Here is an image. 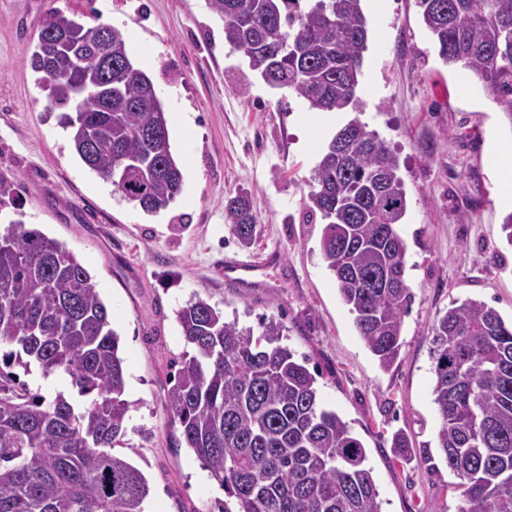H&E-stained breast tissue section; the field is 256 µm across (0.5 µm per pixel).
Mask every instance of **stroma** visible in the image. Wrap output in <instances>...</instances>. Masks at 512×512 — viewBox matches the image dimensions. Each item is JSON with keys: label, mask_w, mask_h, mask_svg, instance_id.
<instances>
[{"label": "stroma", "mask_w": 512, "mask_h": 512, "mask_svg": "<svg viewBox=\"0 0 512 512\" xmlns=\"http://www.w3.org/2000/svg\"><path fill=\"white\" fill-rule=\"evenodd\" d=\"M369 18L358 96L362 121L399 161L412 294L398 362L388 370L358 336L307 223L312 170L343 113L309 111L249 71L207 0H0V176L17 182L0 219L21 215L83 260L120 337L132 406L119 453L146 476L148 512H219L224 493L186 448L165 408L186 350L178 310L195 298L239 327L282 322L323 402L362 441L383 512H458V479L437 446L432 336L453 302L481 300L512 321V244L499 194L512 167V122L469 71L438 56L418 0H385ZM124 30L164 105L183 167L175 203L149 214L114 192L46 112L26 58L47 13ZM248 192L257 224L241 247L225 204ZM268 259L255 287L225 284V259ZM407 445L395 447V436Z\"/></svg>", "instance_id": "obj_1"}]
</instances>
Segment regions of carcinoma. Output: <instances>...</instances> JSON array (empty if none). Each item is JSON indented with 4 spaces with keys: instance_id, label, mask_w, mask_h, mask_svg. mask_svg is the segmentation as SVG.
<instances>
[{
    "instance_id": "obj_1",
    "label": "carcinoma",
    "mask_w": 512,
    "mask_h": 512,
    "mask_svg": "<svg viewBox=\"0 0 512 512\" xmlns=\"http://www.w3.org/2000/svg\"><path fill=\"white\" fill-rule=\"evenodd\" d=\"M224 39L272 88L315 112H353L313 170L307 217L354 325L382 368L399 358L411 294L406 213L397 157L359 114L369 28L361 0H208ZM448 66L473 73L512 121V0H419ZM48 14L30 57L91 171L134 206L156 213L180 195L183 173L168 116L122 31ZM164 133L157 140L156 132ZM243 247L255 236L253 201L225 206ZM185 344L167 392L186 447L224 490L220 512H382L367 454L324 407L316 379L281 344L282 324L224 320L202 298L177 311ZM3 364H36L76 394L31 395L0 371V512H147L148 481L114 452L125 436L120 338L87 268L57 240L20 221L0 232ZM438 448L459 479V512H512V324L487 304L452 305L433 336Z\"/></svg>"
}]
</instances>
